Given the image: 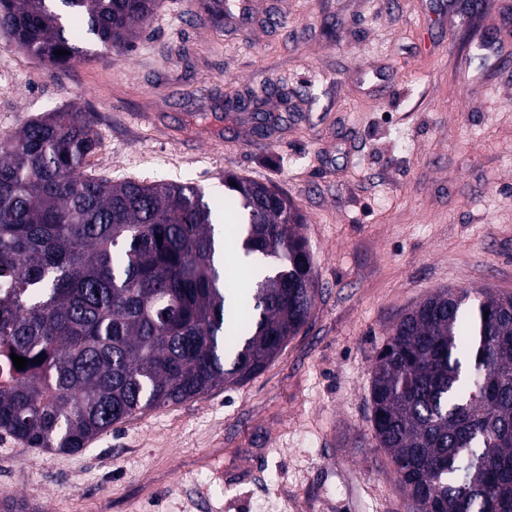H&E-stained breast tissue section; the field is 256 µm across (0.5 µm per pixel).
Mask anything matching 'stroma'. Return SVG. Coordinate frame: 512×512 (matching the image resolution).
<instances>
[{"label": "stroma", "mask_w": 512, "mask_h": 512, "mask_svg": "<svg viewBox=\"0 0 512 512\" xmlns=\"http://www.w3.org/2000/svg\"><path fill=\"white\" fill-rule=\"evenodd\" d=\"M512 0H249L217 28L161 0L108 64L50 69L0 35V142L93 109L90 169L283 191L319 289L309 325L250 380L112 426L81 451L0 438L22 512H415L377 448L371 369L430 293H512ZM286 85L295 119L258 141L224 101Z\"/></svg>", "instance_id": "obj_1"}]
</instances>
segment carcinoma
Masks as SVG:
<instances>
[{"label": "carcinoma", "instance_id": "carcinoma-1", "mask_svg": "<svg viewBox=\"0 0 512 512\" xmlns=\"http://www.w3.org/2000/svg\"><path fill=\"white\" fill-rule=\"evenodd\" d=\"M156 3L0 0V32L52 67L110 61ZM96 147L73 107L0 143V433L32 448L76 452L142 411L249 380L318 294L302 217L278 190L224 178L242 225L224 249L267 270L240 294L236 269L215 262L204 192L92 174ZM370 403L417 512H512L511 294L440 290L405 313L376 355Z\"/></svg>", "mask_w": 512, "mask_h": 512}]
</instances>
